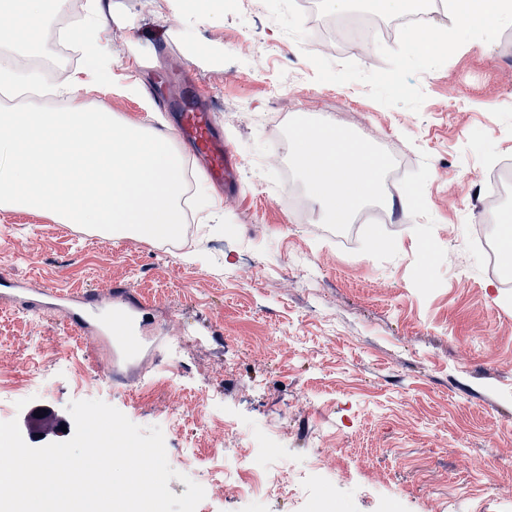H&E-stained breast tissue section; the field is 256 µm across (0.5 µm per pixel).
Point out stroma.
Returning a JSON list of instances; mask_svg holds the SVG:
<instances>
[{
	"label": "stroma",
	"instance_id": "1",
	"mask_svg": "<svg viewBox=\"0 0 512 512\" xmlns=\"http://www.w3.org/2000/svg\"><path fill=\"white\" fill-rule=\"evenodd\" d=\"M99 43L112 62L85 76L80 45L60 47L64 0L42 24L37 59L80 78L86 107L161 131L177 106L211 112L232 153L234 191L190 196L177 242L110 239L37 211L0 208V275L62 292L129 288L88 320L125 313L147 352L111 368L70 340L52 308L0 312V375L16 386L0 419L28 433L32 409L70 421L100 399L160 426L168 461L223 469L196 512H512V288L468 241L488 203L487 157H512V21L458 35L452 52L411 55L395 14L387 35L319 49L328 26L361 16L331 0H230L206 16L174 0H105ZM333 126L403 160L395 192L331 224L296 169L277 164L301 126ZM414 194L412 207L399 202ZM376 228L386 248L373 246ZM239 454H231L232 444ZM294 488L240 492L257 454Z\"/></svg>",
	"mask_w": 512,
	"mask_h": 512
}]
</instances>
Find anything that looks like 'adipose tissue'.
Instances as JSON below:
<instances>
[{"label": "adipose tissue", "mask_w": 512, "mask_h": 512, "mask_svg": "<svg viewBox=\"0 0 512 512\" xmlns=\"http://www.w3.org/2000/svg\"><path fill=\"white\" fill-rule=\"evenodd\" d=\"M45 0H0V41L35 45ZM461 29L469 32L495 30L512 0H450ZM290 154L304 177L312 197L324 206L330 223H350L354 213L377 196L380 177L387 167L385 156L368 142L335 127L298 128L290 140Z\"/></svg>", "instance_id": "ef3b65f1"}]
</instances>
